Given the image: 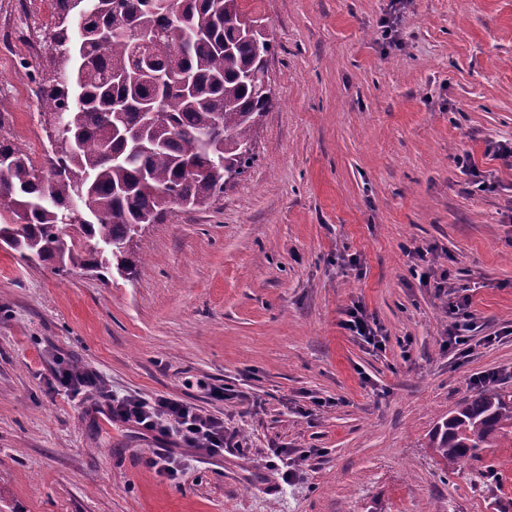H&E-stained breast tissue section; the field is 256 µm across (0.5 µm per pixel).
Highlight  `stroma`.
<instances>
[{"mask_svg": "<svg viewBox=\"0 0 512 512\" xmlns=\"http://www.w3.org/2000/svg\"><path fill=\"white\" fill-rule=\"evenodd\" d=\"M241 4L273 45L248 172L146 225L130 271L58 275L0 246V512H496L428 441L482 373L512 392V168L493 152L512 141V0ZM54 21L53 0H0L21 31L0 42V113L38 167ZM462 298L466 358L446 345ZM356 303L384 349L341 327ZM61 362L193 404L243 451L159 473L97 393L59 386ZM276 448L309 456L290 477Z\"/></svg>", "mask_w": 512, "mask_h": 512, "instance_id": "35a3bbf8", "label": "stroma"}]
</instances>
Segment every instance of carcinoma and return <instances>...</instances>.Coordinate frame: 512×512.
Masks as SVG:
<instances>
[{
    "mask_svg": "<svg viewBox=\"0 0 512 512\" xmlns=\"http://www.w3.org/2000/svg\"><path fill=\"white\" fill-rule=\"evenodd\" d=\"M55 53L38 91L42 112L63 115L59 149L43 181L30 157L0 134V238L20 258L54 263V272L136 261L139 228L164 205H205L256 161L253 134L272 104L260 88L272 45L241 0H55ZM95 215L71 224L73 212ZM102 245L88 253L79 239ZM512 445V394L485 386L461 400L429 438L454 474L496 487L484 462Z\"/></svg>",
    "mask_w": 512,
    "mask_h": 512,
    "instance_id": "cac0c4a2",
    "label": "carcinoma"
}]
</instances>
